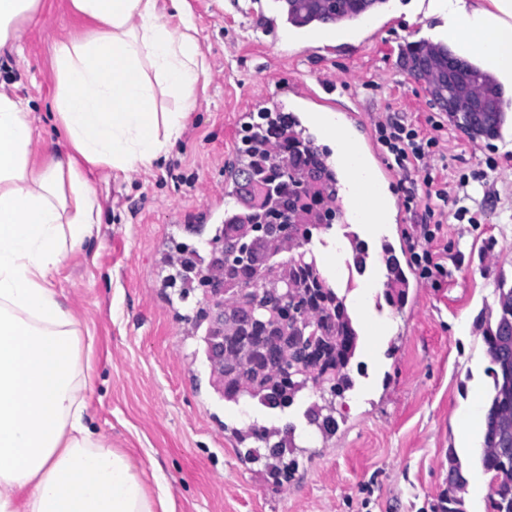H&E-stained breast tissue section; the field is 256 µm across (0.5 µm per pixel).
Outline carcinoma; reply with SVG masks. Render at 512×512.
Masks as SVG:
<instances>
[{
	"label": "carcinoma",
	"instance_id": "cac0c4a2",
	"mask_svg": "<svg viewBox=\"0 0 512 512\" xmlns=\"http://www.w3.org/2000/svg\"><path fill=\"white\" fill-rule=\"evenodd\" d=\"M387 0H278L289 25L303 28L361 18ZM458 63L455 81L448 83V62ZM401 66L407 74L422 67L436 74L426 81L430 100L450 120L474 138L500 137L512 99L495 75L457 56L447 45L418 41L406 45ZM471 85L490 104L489 112H465L452 105L456 89ZM244 168L237 174L235 207L224 210L209 241L207 263L180 257L177 262L185 279L203 289L213 287V273L224 269V321L237 331L224 337V360L242 351L247 361L229 367L219 383L224 402L238 405L258 400L268 408L289 407L305 389L325 388L330 398L309 407L305 416L321 433L336 430L335 399L354 385L350 364L355 357L360 329L350 315L343 290L328 280L307 257L288 265V282L295 293L288 302L280 300L269 279L267 259L277 241L280 225L303 244L316 232L328 230L332 221L346 223L343 210L331 205L339 193V182L328 168L329 150L287 113L259 114V121L246 128L243 138ZM499 311L483 340L490 359L493 390L485 415L480 463L490 475L488 501L491 512H512V286L498 288ZM212 311L201 307L192 318L202 330L201 341L212 335ZM239 442L249 439L269 445L267 458L273 473L281 472L283 445L296 447L295 428L280 431L251 425L233 429ZM279 441L272 444L271 438ZM466 484L462 465L454 451L448 453V488L442 512H463L458 497Z\"/></svg>",
	"mask_w": 512,
	"mask_h": 512
}]
</instances>
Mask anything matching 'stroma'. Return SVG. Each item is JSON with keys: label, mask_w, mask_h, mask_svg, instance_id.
<instances>
[{"label": "stroma", "mask_w": 512, "mask_h": 512, "mask_svg": "<svg viewBox=\"0 0 512 512\" xmlns=\"http://www.w3.org/2000/svg\"><path fill=\"white\" fill-rule=\"evenodd\" d=\"M251 2L187 0L205 69L183 134L160 160L126 172L82 167L100 231L52 284L93 369L90 425L132 457L147 485L164 480L174 512H432L447 487L456 418L471 392L493 385L482 331L497 316L499 284H512V125L497 139L472 138L402 70V47L439 41L444 27L424 0H388L372 23L341 24L320 43L280 21L260 27ZM92 29L70 0H42L13 49L0 50V81L31 102L38 163L71 152L50 116L54 47ZM279 70L311 85L334 82L336 101L370 130L390 115L420 126L435 117L449 182L488 174L481 224L448 221L432 244L448 268L439 285L419 280L401 309L375 291L365 313L361 292H349L359 325L384 323L389 334L361 335L354 386L337 400L338 427L327 435L305 417L316 390L284 409L225 404L190 321L202 291L184 290L174 262L183 247L207 256L224 212L199 209L224 195V169L244 135L238 110L273 95ZM463 321L470 329L460 336ZM252 423L295 427L288 476L270 475L263 443L249 441L255 455L243 458L231 431Z\"/></svg>", "instance_id": "35a3bbf8"}]
</instances>
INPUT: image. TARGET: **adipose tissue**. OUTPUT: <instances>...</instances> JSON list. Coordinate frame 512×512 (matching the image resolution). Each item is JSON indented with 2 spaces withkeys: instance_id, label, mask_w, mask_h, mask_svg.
Instances as JSON below:
<instances>
[{
  "instance_id": "adipose-tissue-1",
  "label": "adipose tissue",
  "mask_w": 512,
  "mask_h": 512,
  "mask_svg": "<svg viewBox=\"0 0 512 512\" xmlns=\"http://www.w3.org/2000/svg\"><path fill=\"white\" fill-rule=\"evenodd\" d=\"M71 0L90 36L57 46L53 109L73 156L38 165L29 102L0 83V512H173L88 424L90 366L49 277L99 231L79 162L148 167L183 133L200 77L185 0ZM444 39L512 85V0H428ZM181 104L161 112L158 95Z\"/></svg>"
}]
</instances>
